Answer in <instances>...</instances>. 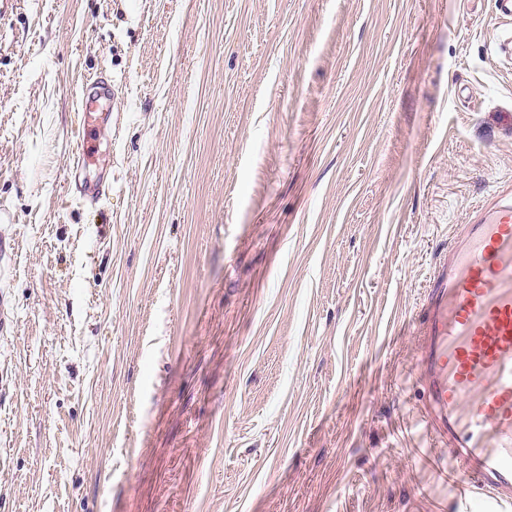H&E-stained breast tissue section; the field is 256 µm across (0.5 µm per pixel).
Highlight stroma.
<instances>
[{
	"label": "stroma",
	"instance_id": "35a3bbf8",
	"mask_svg": "<svg viewBox=\"0 0 512 512\" xmlns=\"http://www.w3.org/2000/svg\"><path fill=\"white\" fill-rule=\"evenodd\" d=\"M503 191L494 0H0V512H464L410 373L429 271ZM115 96L116 84L106 73L82 87L79 110L82 131L70 168L78 172L95 166L103 174L77 188L74 198L84 206H96L112 191V133L116 134L124 119L120 111H115ZM16 315L14 302L8 291L0 292V334L9 336L15 331Z\"/></svg>",
	"mask_w": 512,
	"mask_h": 512
}]
</instances>
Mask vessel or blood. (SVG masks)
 Masks as SVG:
<instances>
[{"mask_svg":"<svg viewBox=\"0 0 512 512\" xmlns=\"http://www.w3.org/2000/svg\"><path fill=\"white\" fill-rule=\"evenodd\" d=\"M116 85L100 74L83 85L81 135L71 169L96 167L76 190L97 205L112 190V135L124 119ZM415 371L425 401L419 423L432 446L447 449L444 473L460 488L477 486L470 512H497L512 500V203L495 197L461 225L425 285ZM8 291L0 292V334L14 333Z\"/></svg>","mask_w":512,"mask_h":512,"instance_id":"obj_1","label":"vessel or blood"}]
</instances>
